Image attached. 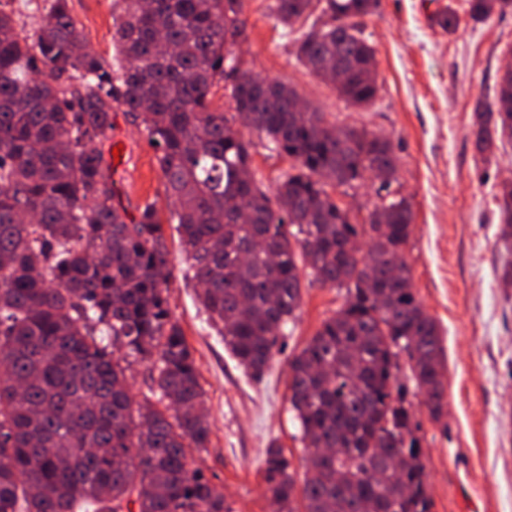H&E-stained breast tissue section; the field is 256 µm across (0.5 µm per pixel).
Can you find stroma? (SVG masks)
<instances>
[{
	"label": "stroma",
	"instance_id": "35a3bbf8",
	"mask_svg": "<svg viewBox=\"0 0 512 512\" xmlns=\"http://www.w3.org/2000/svg\"><path fill=\"white\" fill-rule=\"evenodd\" d=\"M270 0H244L246 35L232 45L244 72L287 84L339 126L367 129L390 139L399 184L413 214L404 250L414 292L441 329L445 397L433 421L399 354L396 387L421 424L418 433L431 512H512V288L500 279L502 243L496 194L512 179V142L482 158L470 130L476 98L493 95L512 60V11L486 21L466 17L467 0H381L364 20L376 51L379 92L366 108L351 106L335 88L296 59L303 24L283 26ZM461 14L453 34L436 25L441 6ZM69 13L88 48L112 62L113 19L121 0H68ZM252 168L266 190L291 172L292 158L273 151L248 127ZM121 147L112 178L122 204L136 212L155 203L162 222L173 200L143 126L134 114L112 111L105 153ZM170 259L167 296L172 316L194 350L211 424L207 448L194 464L224 491L232 512H274L262 480L264 451L277 441L297 471L305 469L304 444L288 403V361L346 302V291L307 276L302 303L261 378H253L224 347L197 298L198 287L177 233L166 231Z\"/></svg>",
	"mask_w": 512,
	"mask_h": 512
}]
</instances>
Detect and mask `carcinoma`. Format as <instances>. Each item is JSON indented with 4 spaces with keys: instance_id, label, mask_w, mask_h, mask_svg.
Segmentation results:
<instances>
[{
    "instance_id": "cac0c4a2",
    "label": "carcinoma",
    "mask_w": 512,
    "mask_h": 512,
    "mask_svg": "<svg viewBox=\"0 0 512 512\" xmlns=\"http://www.w3.org/2000/svg\"><path fill=\"white\" fill-rule=\"evenodd\" d=\"M123 2L108 67L87 49L67 0H49L29 29L0 10V512H232L193 467L211 428L195 357L165 295L163 223L152 203L131 216L115 202L104 153L114 102L138 115L159 152L199 299L240 366L265 371L297 318L305 274L347 290L289 361L288 401L308 458L300 478L279 445L267 448L262 479L280 512H431L421 425L393 394L401 348L431 419L444 414L441 334L402 259L410 203L379 194L366 222L353 224L328 191L371 172L396 184L392 143L309 105L292 109L297 91L284 83L244 77L230 91L239 118L296 162L266 192L249 144L211 100L246 29L242 0ZM493 7L505 13L512 0H467L474 22ZM377 8L378 0L269 5L286 26L320 11L295 55L326 82L340 63L346 78L336 91L359 108L378 92L363 28ZM436 24L452 34L460 17L446 8ZM160 38L173 50H159ZM473 113V145L486 158L512 139V76L493 100L477 98ZM498 207L500 240L512 250V182L500 184ZM362 236L370 250L350 252ZM134 361L151 365L140 400L127 377ZM324 444L341 454L313 456ZM391 453L402 469L387 468Z\"/></svg>"
}]
</instances>
